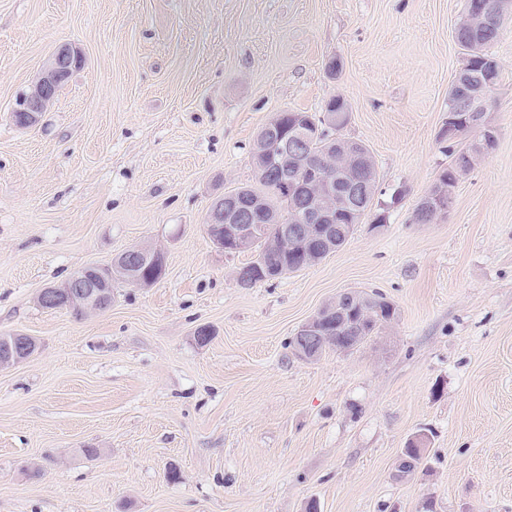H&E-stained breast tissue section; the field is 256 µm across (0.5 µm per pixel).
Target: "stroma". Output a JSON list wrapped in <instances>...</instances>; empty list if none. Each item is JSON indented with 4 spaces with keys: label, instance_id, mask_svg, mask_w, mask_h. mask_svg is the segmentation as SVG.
Segmentation results:
<instances>
[{
    "label": "stroma",
    "instance_id": "1",
    "mask_svg": "<svg viewBox=\"0 0 512 512\" xmlns=\"http://www.w3.org/2000/svg\"><path fill=\"white\" fill-rule=\"evenodd\" d=\"M464 0H0V512H512V24L487 106L498 139L432 224ZM82 66L39 123L13 121L59 44ZM349 108L385 224L240 287L254 252L209 238L282 110ZM138 245L149 286L74 314L39 292ZM346 290L398 316L360 349L288 340ZM210 338L198 342L196 331ZM424 438L416 474L392 470ZM177 480H170V472ZM9 336H0V339L10 338ZM37 348L36 341L31 336L23 334L13 335L12 339H4L0 345V366L15 365L29 356Z\"/></svg>",
    "mask_w": 512,
    "mask_h": 512
}]
</instances>
